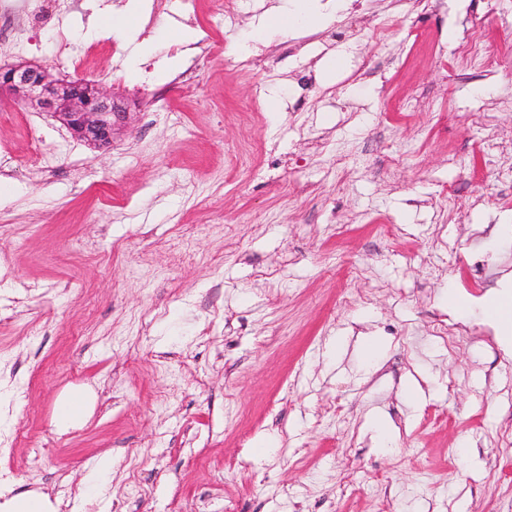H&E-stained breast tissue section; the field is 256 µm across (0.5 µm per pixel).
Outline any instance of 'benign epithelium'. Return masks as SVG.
Returning <instances> with one entry per match:
<instances>
[{
  "label": "benign epithelium",
  "instance_id": "7a95c632",
  "mask_svg": "<svg viewBox=\"0 0 512 512\" xmlns=\"http://www.w3.org/2000/svg\"><path fill=\"white\" fill-rule=\"evenodd\" d=\"M3 93L52 114L72 136L98 148L112 143L128 116L127 107L101 83L60 78L48 63L0 66V95Z\"/></svg>",
  "mask_w": 512,
  "mask_h": 512
}]
</instances>
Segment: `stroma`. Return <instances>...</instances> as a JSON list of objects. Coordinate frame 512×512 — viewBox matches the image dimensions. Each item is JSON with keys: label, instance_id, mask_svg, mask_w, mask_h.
<instances>
[{"label": "stroma", "instance_id": "obj_1", "mask_svg": "<svg viewBox=\"0 0 512 512\" xmlns=\"http://www.w3.org/2000/svg\"><path fill=\"white\" fill-rule=\"evenodd\" d=\"M125 2L50 0L53 23L0 41V65L68 56L60 77L129 109L95 148L0 102V490L60 512H512V354L485 303L512 276V63L453 54L475 31L512 47V0H345L267 29L246 68L232 47L271 0H139L158 47L133 73L90 31ZM80 385L90 415L60 431ZM112 472V455L105 453L95 462L92 469L86 474L85 486L88 490H96Z\"/></svg>", "mask_w": 512, "mask_h": 512}]
</instances>
